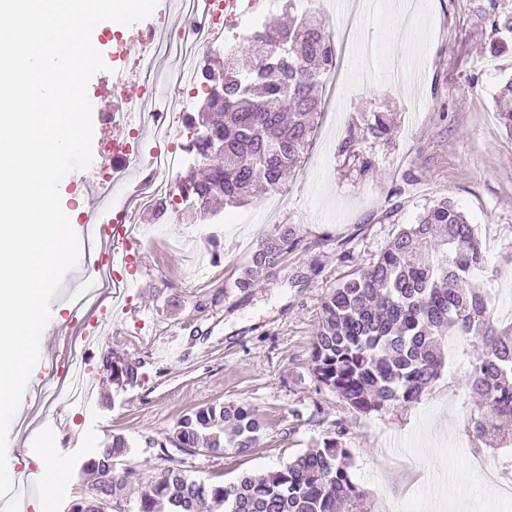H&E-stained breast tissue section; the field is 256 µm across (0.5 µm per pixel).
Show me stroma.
<instances>
[{"mask_svg": "<svg viewBox=\"0 0 512 512\" xmlns=\"http://www.w3.org/2000/svg\"><path fill=\"white\" fill-rule=\"evenodd\" d=\"M487 0H373L358 15L327 7V29L353 26L357 47L337 49L336 85L315 119L312 147L279 194L277 212L267 193L219 212L229 230L219 260L191 271L192 254L205 239L183 243L185 224H159L136 214L150 237L124 274L126 308L76 314L57 302L52 316L83 331L110 326L93 347L94 396L43 419L26 439L38 465L60 462L63 485L53 496L37 494L33 512H70L74 500L92 494L84 461L110 440L125 437L128 456L151 479L163 460L149 441L167 442L179 419L211 403H250L264 424L260 448L245 457H190L192 478L212 481L283 467L333 430L346 429L351 478L364 489V512L400 506L416 512L448 487L455 512H512L498 502L489 474H507L511 448L450 449L465 435L479 403L466 378L482 345L456 341L439 377L418 402L369 415L348 410L319 384L311 370L312 343L321 304L351 274L370 267L396 234L434 201L453 202L474 224L490 265L501 273L486 291L496 327L512 325V138L498 122L494 94L512 76V58L486 51ZM385 112L394 122L390 139L365 143L374 166L361 171L339 157L337 142L354 122ZM92 164L60 184L64 210H82L85 188L112 164L104 144L115 131L93 117ZM280 224L295 225L299 243L275 275L257 276L253 288L234 283L249 266L261 238ZM139 363V386L120 390L104 375L108 351Z\"/></svg>", "mask_w": 512, "mask_h": 512, "instance_id": "1", "label": "stroma"}]
</instances>
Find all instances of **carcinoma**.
<instances>
[{
    "label": "carcinoma",
    "mask_w": 512,
    "mask_h": 512,
    "mask_svg": "<svg viewBox=\"0 0 512 512\" xmlns=\"http://www.w3.org/2000/svg\"><path fill=\"white\" fill-rule=\"evenodd\" d=\"M487 15V50L504 56L512 51V7L488 0ZM243 40L261 52L249 53L241 65L210 59L203 78L219 84L222 100L201 102L205 109L190 117L189 126L197 130L192 145L201 158L207 137L224 143L222 159L205 167L203 177L194 164L182 175V186L193 196L185 206L193 224L216 215L219 201L246 203L258 184L279 189L312 144L314 115L321 108L318 89L334 62L320 18L305 11L287 25L264 23ZM495 112L512 138V77L497 90ZM391 133L387 118L377 113L365 125L348 128L338 153L357 158L367 171L373 162L359 154L360 142ZM297 244L294 226H277L261 239L235 287H252L257 274L276 270ZM479 272L495 276L499 268L488 265L474 225L447 199L425 207L373 265L324 298L312 347L316 380L356 413L412 404L441 371L444 338H478L484 351L471 365L467 386L488 413L473 416L468 433L475 442L511 447L512 326L500 331L490 320L491 300L472 282ZM103 369L120 389L141 381L139 364L115 353L104 356ZM262 434L257 410L248 403H212L182 416L169 440L174 450L147 442L159 448L167 466L152 477L150 491L122 512H166L175 497L185 503L183 512H336L340 503L345 512H363L366 493L351 479L346 429L339 422L314 448L263 476L204 482L188 474L185 456H247L260 447ZM129 453L126 439L115 434L84 462L95 493L76 500L70 512H106L111 492L140 483V471L126 461Z\"/></svg>",
    "instance_id": "obj_1"
}]
</instances>
